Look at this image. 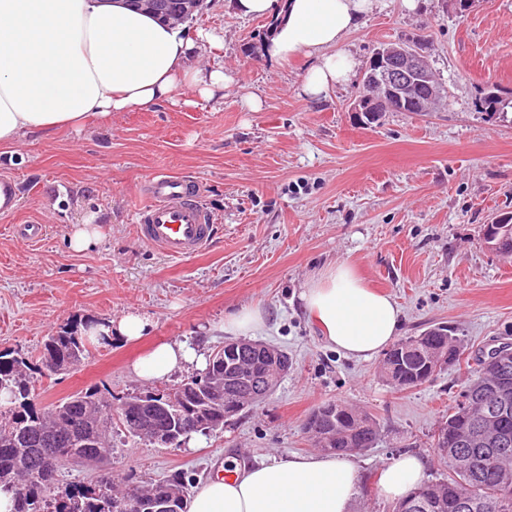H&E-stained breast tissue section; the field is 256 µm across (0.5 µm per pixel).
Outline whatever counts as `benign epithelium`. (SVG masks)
<instances>
[{
	"mask_svg": "<svg viewBox=\"0 0 512 512\" xmlns=\"http://www.w3.org/2000/svg\"><path fill=\"white\" fill-rule=\"evenodd\" d=\"M136 10H147L156 14L172 15L175 19L184 18L196 10L199 0H126ZM362 86L350 103V110L376 120L386 110L406 111L410 103L422 95L428 102H437L444 96L443 89L430 75L426 60L417 46L410 43H389L376 49L366 65ZM272 385L253 384L250 396L234 402L233 410L224 413L228 418L245 407L265 398ZM200 425L187 421L158 438L161 445L169 448L180 446L183 437L190 430H198Z\"/></svg>",
	"mask_w": 512,
	"mask_h": 512,
	"instance_id": "benign-epithelium-1",
	"label": "benign epithelium"
}]
</instances>
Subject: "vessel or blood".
Returning <instances> with one entry per match:
<instances>
[{"mask_svg":"<svg viewBox=\"0 0 512 512\" xmlns=\"http://www.w3.org/2000/svg\"><path fill=\"white\" fill-rule=\"evenodd\" d=\"M150 204L137 214L138 239L170 259L182 260L205 250L217 227L209 213L194 199L184 179L158 174L145 186ZM19 188L10 176H0V216L13 214Z\"/></svg>","mask_w":512,"mask_h":512,"instance_id":"1","label":"vessel or blood"}]
</instances>
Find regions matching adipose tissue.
Instances as JSON below:
<instances>
[{
  "instance_id": "adipose-tissue-1",
  "label": "adipose tissue",
  "mask_w": 512,
  "mask_h": 512,
  "mask_svg": "<svg viewBox=\"0 0 512 512\" xmlns=\"http://www.w3.org/2000/svg\"><path fill=\"white\" fill-rule=\"evenodd\" d=\"M381 0H232L243 18L282 13L265 44L269 58L288 63L314 57L301 83L308 98L327 96L351 79L355 62L344 37L378 10ZM223 48L218 34L163 24L125 0H0V146L33 132L80 128L89 115L107 118L130 108L173 101L178 88L199 97L223 95L230 83L222 65L191 64L200 45ZM303 312L327 345L368 360L402 326L389 295L369 288L347 262L329 265L299 294ZM206 359L184 342L164 344L138 359L133 373L149 382ZM355 457L291 456L255 466L228 462L221 476L201 483L188 512H351L358 488ZM426 479V462L405 456L387 464L378 491L402 499Z\"/></svg>"
}]
</instances>
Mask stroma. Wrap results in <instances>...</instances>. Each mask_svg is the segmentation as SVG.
Masks as SVG:
<instances>
[{
	"label": "stroma",
	"instance_id": "stroma-1",
	"mask_svg": "<svg viewBox=\"0 0 512 512\" xmlns=\"http://www.w3.org/2000/svg\"><path fill=\"white\" fill-rule=\"evenodd\" d=\"M268 19L237 16L230 0H204L189 28L221 34L224 48H202L232 82L204 100L181 88L174 101L132 108L79 129L34 133L0 147V175L19 183L20 207L0 216V348L37 358L47 336L83 322L139 313L150 321L134 342L89 343L88 358L68 375L37 378L31 403L43 409L87 388L109 391L113 406L131 393L187 379H138L131 366L164 343L203 354L221 349L226 313L261 308L255 340L279 347L293 368L259 405L200 435L195 446L166 448L116 432L112 480L133 489L184 472L195 489L225 459L250 463L314 453L303 431L322 402L339 400L373 414L380 443L357 454L353 512H392L378 492L382 468L406 454L439 467L430 436L454 406L465 369L448 368L424 385L391 389L381 356L361 361L327 346L298 295L330 263L353 264L366 284L402 310L401 336L433 324L453 327L468 358L512 343V261L485 247L483 228L512 211V0H471L457 14L450 0H384L381 11L343 46L364 69L384 43L426 34L423 54L445 87L437 112H386L378 121L350 112L360 82L309 100L299 94L313 58L265 59ZM495 92L502 112L480 106ZM259 111H245L244 95ZM193 181L219 231L200 255L173 261L144 246L136 214L150 176ZM44 225L40 242L17 239L12 225ZM100 225L98 244L72 252L74 225Z\"/></svg>",
	"mask_w": 512,
	"mask_h": 512
}]
</instances>
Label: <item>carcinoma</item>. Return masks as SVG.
Listing matches in <instances>:
<instances>
[{
    "instance_id": "cac0c4a2",
    "label": "carcinoma",
    "mask_w": 512,
    "mask_h": 512,
    "mask_svg": "<svg viewBox=\"0 0 512 512\" xmlns=\"http://www.w3.org/2000/svg\"><path fill=\"white\" fill-rule=\"evenodd\" d=\"M494 252L512 259V217L493 225ZM243 349L234 371L240 385L277 381L266 351L239 341ZM466 347L446 325H437L393 344L384 354L383 380L404 391L427 383L436 373L461 364ZM87 356L85 338L74 328L48 336L38 363L0 351V392L8 399L0 409V487L13 492L14 512H121L132 497L165 495L176 512H185V483L177 473L159 479L121 498L100 493L99 486L77 487L65 497L51 496L61 469L82 463L112 460V431L119 427L130 437L154 443L157 432L197 415L221 430L224 408L209 393L212 377L224 376V357L210 355L203 372L157 393L125 398L138 433L122 416L111 417L112 401L90 388L50 405L33 409V373L61 375L81 365ZM496 396L508 407L505 414L483 418L486 399ZM316 446L327 454H357L378 444L380 426L368 412L339 401H327L307 417ZM438 465L448 476L422 485L393 507V512H512V352L480 361L460 392L455 406L432 435Z\"/></svg>"
}]
</instances>
